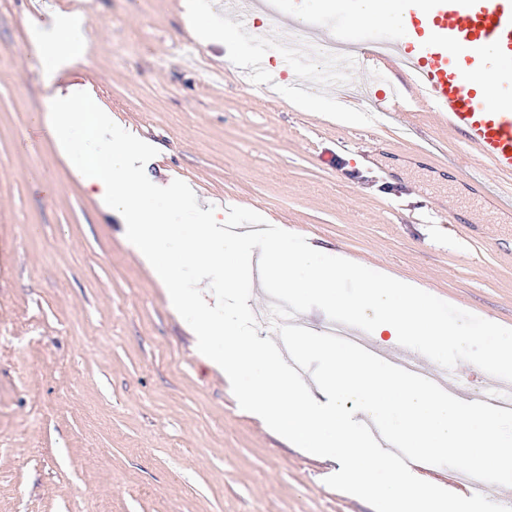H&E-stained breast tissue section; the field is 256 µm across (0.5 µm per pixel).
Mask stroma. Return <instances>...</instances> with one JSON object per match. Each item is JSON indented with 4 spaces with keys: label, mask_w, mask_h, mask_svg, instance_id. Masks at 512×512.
<instances>
[{
    "label": "stroma",
    "mask_w": 512,
    "mask_h": 512,
    "mask_svg": "<svg viewBox=\"0 0 512 512\" xmlns=\"http://www.w3.org/2000/svg\"><path fill=\"white\" fill-rule=\"evenodd\" d=\"M183 2L80 0L84 60L57 75L157 148L148 177L512 328L503 177L434 112L372 111L384 82L301 111L282 87L316 59L270 34L227 54ZM71 5L0 0V512H373L326 485L338 461L240 408L58 151L31 24Z\"/></svg>",
    "instance_id": "obj_1"
}]
</instances>
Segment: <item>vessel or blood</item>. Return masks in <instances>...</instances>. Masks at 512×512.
<instances>
[{"instance_id":"vessel-or-blood-1","label":"vessel or blood","mask_w":512,"mask_h":512,"mask_svg":"<svg viewBox=\"0 0 512 512\" xmlns=\"http://www.w3.org/2000/svg\"><path fill=\"white\" fill-rule=\"evenodd\" d=\"M306 26L325 41L336 32L335 26L313 18L289 15L274 28L280 48L299 50L295 30ZM369 47L361 42L344 66L324 62L318 85L339 84L365 71L405 73L406 97L382 95L377 111H395L405 99L430 106L446 119L449 134L461 136L479 161L512 176V70L506 67L512 61V0H403L402 21L386 37L383 52ZM492 69L497 76L485 84L482 75ZM391 361L445 390L457 387L453 375L414 355L396 353Z\"/></svg>"}]
</instances>
